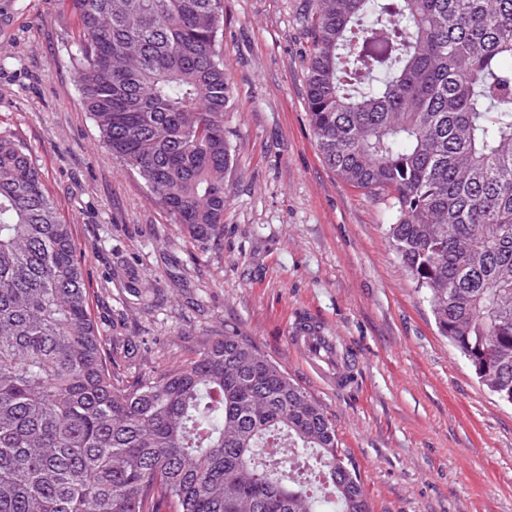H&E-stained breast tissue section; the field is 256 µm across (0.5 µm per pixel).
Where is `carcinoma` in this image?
Segmentation results:
<instances>
[{"label": "carcinoma", "instance_id": "obj_1", "mask_svg": "<svg viewBox=\"0 0 512 512\" xmlns=\"http://www.w3.org/2000/svg\"><path fill=\"white\" fill-rule=\"evenodd\" d=\"M101 137L188 240L224 236V0H62ZM325 164L389 201L439 333L512 404V0H306ZM371 512L325 408L241 336L115 373L82 256L0 135V512Z\"/></svg>", "mask_w": 512, "mask_h": 512}]
</instances>
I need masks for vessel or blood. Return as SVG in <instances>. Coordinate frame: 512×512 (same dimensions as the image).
<instances>
[{
  "instance_id": "b4317fda",
  "label": "vessel or blood",
  "mask_w": 512,
  "mask_h": 512,
  "mask_svg": "<svg viewBox=\"0 0 512 512\" xmlns=\"http://www.w3.org/2000/svg\"><path fill=\"white\" fill-rule=\"evenodd\" d=\"M291 342L327 382L339 387L352 383V363L345 354L340 353L336 337L324 335L321 329L307 326L295 331Z\"/></svg>"
}]
</instances>
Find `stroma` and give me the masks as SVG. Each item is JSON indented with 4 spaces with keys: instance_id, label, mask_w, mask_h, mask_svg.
I'll return each instance as SVG.
<instances>
[{
    "instance_id": "obj_1",
    "label": "stroma",
    "mask_w": 512,
    "mask_h": 512,
    "mask_svg": "<svg viewBox=\"0 0 512 512\" xmlns=\"http://www.w3.org/2000/svg\"><path fill=\"white\" fill-rule=\"evenodd\" d=\"M303 0H224V72L238 172L224 238L187 241L116 160L83 106L61 0H0V134L20 140L85 259L94 320L127 381L195 357L208 336L251 340L332 415L371 512H512V405L436 328L389 247L381 195L321 159L306 111ZM136 279L155 305H135ZM318 321L356 357L326 385L291 346Z\"/></svg>"
}]
</instances>
